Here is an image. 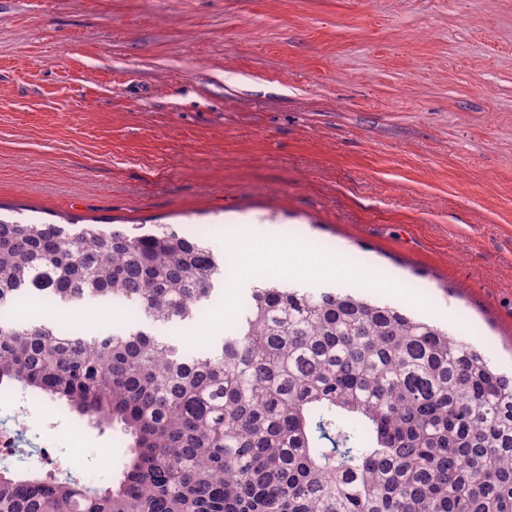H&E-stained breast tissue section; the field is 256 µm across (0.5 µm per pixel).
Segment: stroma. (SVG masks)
<instances>
[{
  "mask_svg": "<svg viewBox=\"0 0 512 512\" xmlns=\"http://www.w3.org/2000/svg\"><path fill=\"white\" fill-rule=\"evenodd\" d=\"M0 203L33 222L238 221L384 279L512 376V0H0ZM56 321L123 327L99 305ZM18 456L91 486L122 436L33 405Z\"/></svg>",
  "mask_w": 512,
  "mask_h": 512,
  "instance_id": "stroma-1",
  "label": "stroma"
}]
</instances>
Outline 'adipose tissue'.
I'll use <instances>...</instances> for the list:
<instances>
[{"label":"adipose tissue","instance_id":"ef3b65f1","mask_svg":"<svg viewBox=\"0 0 512 512\" xmlns=\"http://www.w3.org/2000/svg\"><path fill=\"white\" fill-rule=\"evenodd\" d=\"M238 255L236 281L244 288L272 274L301 285L323 287L354 274L342 257L324 259L312 255L305 243L294 237L278 239L276 248L268 249L256 238L249 224L240 227Z\"/></svg>","mask_w":512,"mask_h":512}]
</instances>
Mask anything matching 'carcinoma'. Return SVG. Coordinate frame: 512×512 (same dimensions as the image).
<instances>
[{
    "instance_id": "cac0c4a2",
    "label": "carcinoma",
    "mask_w": 512,
    "mask_h": 512,
    "mask_svg": "<svg viewBox=\"0 0 512 512\" xmlns=\"http://www.w3.org/2000/svg\"><path fill=\"white\" fill-rule=\"evenodd\" d=\"M227 272L172 224L0 219V386L128 437L102 488L0 471V512H512V377L396 306L273 277L218 344L154 333L196 324ZM43 300L135 321L10 315ZM48 317L58 322L74 325L77 328L90 330H116L124 326L122 311L116 306L98 305L92 308L72 310V314L66 315L63 310H47Z\"/></svg>"
}]
</instances>
